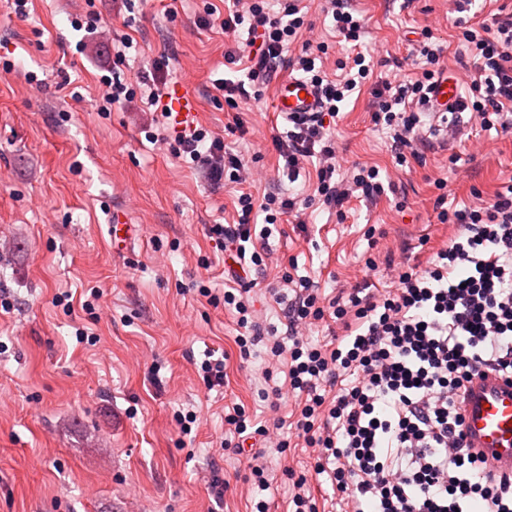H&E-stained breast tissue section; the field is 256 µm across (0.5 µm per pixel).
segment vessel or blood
<instances>
[{
    "instance_id": "obj_1",
    "label": "vessel or blood",
    "mask_w": 512,
    "mask_h": 512,
    "mask_svg": "<svg viewBox=\"0 0 512 512\" xmlns=\"http://www.w3.org/2000/svg\"><path fill=\"white\" fill-rule=\"evenodd\" d=\"M457 97L455 81L441 80L432 97L433 116H440ZM167 100L177 128L195 127L198 102L189 82L172 85ZM273 106L282 119H308L319 109L318 94L309 82L290 77L277 85ZM461 414L466 441L473 452L481 455L491 469L512 471V377L489 369L473 376L465 385Z\"/></svg>"
}]
</instances>
